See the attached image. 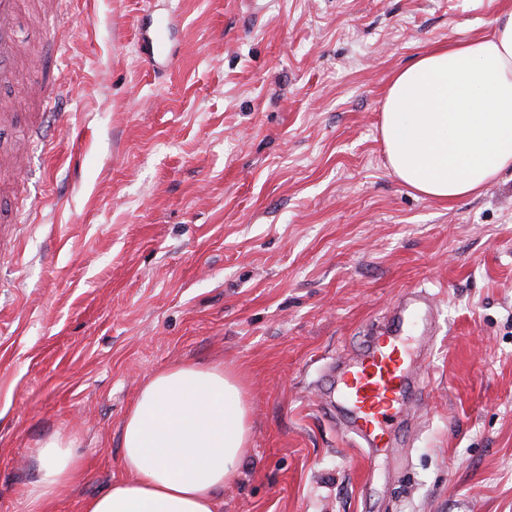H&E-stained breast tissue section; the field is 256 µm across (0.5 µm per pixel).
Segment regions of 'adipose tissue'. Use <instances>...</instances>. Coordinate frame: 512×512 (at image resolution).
<instances>
[{"label":"adipose tissue","instance_id":"1","mask_svg":"<svg viewBox=\"0 0 512 512\" xmlns=\"http://www.w3.org/2000/svg\"><path fill=\"white\" fill-rule=\"evenodd\" d=\"M380 132L392 174L440 201L480 193L512 169V8L490 34L438 46L396 73ZM248 409L223 366L167 367L142 386L121 424L125 479L86 499L82 512H218L249 444ZM30 512L51 503L81 471L61 436L38 454Z\"/></svg>","mask_w":512,"mask_h":512}]
</instances>
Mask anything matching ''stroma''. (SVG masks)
I'll return each mask as SVG.
<instances>
[{"mask_svg": "<svg viewBox=\"0 0 512 512\" xmlns=\"http://www.w3.org/2000/svg\"><path fill=\"white\" fill-rule=\"evenodd\" d=\"M504 0H64L45 146L0 177V512L43 443L83 468L51 512L125 478L121 423L168 366L241 380L249 452L221 512H512V171L443 203L389 170L392 76L488 34ZM176 14L173 62L147 16ZM433 295L425 399L368 453L322 376L413 290ZM172 26L173 21L170 16H160L148 25L143 41L147 45L151 62L158 63V60L168 62L171 59L168 34Z\"/></svg>", "mask_w": 512, "mask_h": 512, "instance_id": "35a3bbf8", "label": "stroma"}]
</instances>
